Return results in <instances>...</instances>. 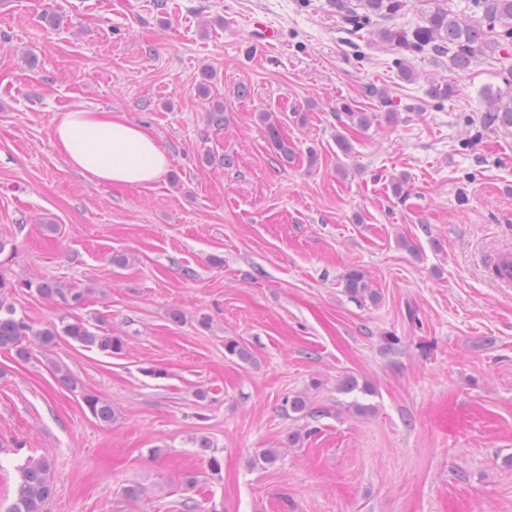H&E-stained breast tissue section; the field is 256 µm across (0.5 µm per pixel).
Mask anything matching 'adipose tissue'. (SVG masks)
Instances as JSON below:
<instances>
[{
    "instance_id": "adipose-tissue-1",
    "label": "adipose tissue",
    "mask_w": 512,
    "mask_h": 512,
    "mask_svg": "<svg viewBox=\"0 0 512 512\" xmlns=\"http://www.w3.org/2000/svg\"><path fill=\"white\" fill-rule=\"evenodd\" d=\"M53 143L69 167L100 185L145 186L169 167L156 138L115 113L65 111L53 124Z\"/></svg>"
}]
</instances>
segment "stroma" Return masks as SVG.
Listing matches in <instances>:
<instances>
[{
    "instance_id": "obj_1",
    "label": "stroma",
    "mask_w": 512,
    "mask_h": 512,
    "mask_svg": "<svg viewBox=\"0 0 512 512\" xmlns=\"http://www.w3.org/2000/svg\"><path fill=\"white\" fill-rule=\"evenodd\" d=\"M397 55L373 29L348 34L327 0L0 4V276L87 290L68 312L20 293L35 327L67 312L124 342L111 355L63 339L25 361L0 350V512L31 456L52 464L46 512H512V294L478 263L512 248V128L482 122L512 45L464 72L411 56L410 82ZM435 80L452 86L440 103ZM73 108L146 126L166 174L103 186L71 169L52 138ZM352 267L377 301L350 299ZM351 377L373 389L367 412L340 390ZM84 391L111 402V426ZM300 391L316 416L283 411ZM268 448L277 462L255 466ZM262 119L269 144L279 154L282 161L288 163L289 160L293 159L295 153L293 145L288 143V139L281 134L279 122L272 113H263Z\"/></svg>"
}]
</instances>
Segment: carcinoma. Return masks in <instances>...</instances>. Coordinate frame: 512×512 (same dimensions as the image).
<instances>
[{"mask_svg": "<svg viewBox=\"0 0 512 512\" xmlns=\"http://www.w3.org/2000/svg\"><path fill=\"white\" fill-rule=\"evenodd\" d=\"M329 3L345 29L355 33L397 16L405 8V0H329ZM467 12L471 17L469 22L443 6H436L418 25L410 29L384 27L380 29V36L402 53L446 57L453 69L466 70L478 56L512 42V0H469ZM506 83V89L486 93L488 106L483 121L487 126L512 127V80L508 78ZM262 119L269 144L282 161L289 162L295 150L281 134L278 120L267 112ZM343 283L346 293L356 301L378 298L368 278L358 268L350 269L344 275ZM19 288L65 307L79 305L84 300L83 291L55 279L11 282L0 277L1 349L14 352L20 360H27L31 356V344L48 350L64 336L84 348H96L109 354L122 350L120 337L93 331L84 322L67 316L61 318L58 326L34 327L16 316L15 292ZM55 370L66 387L80 393L97 422L102 425L112 423V405L107 399L84 391L68 369L57 365ZM282 407L290 413L315 414L310 407V398L304 392L287 396ZM50 471L48 460L28 458L20 467V483L7 512H45L46 504L54 495Z\"/></svg>", "mask_w": 512, "mask_h": 512, "instance_id": "carcinoma-1", "label": "carcinoma"}]
</instances>
